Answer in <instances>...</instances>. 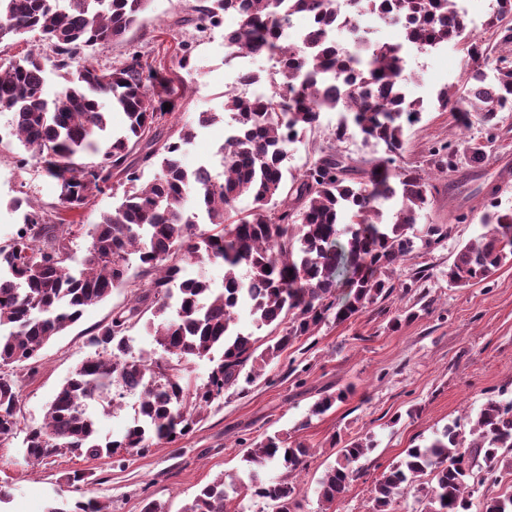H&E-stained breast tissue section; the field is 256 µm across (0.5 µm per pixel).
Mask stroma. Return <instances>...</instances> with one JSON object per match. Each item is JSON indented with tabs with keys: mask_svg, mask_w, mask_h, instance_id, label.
I'll use <instances>...</instances> for the list:
<instances>
[{
	"mask_svg": "<svg viewBox=\"0 0 512 512\" xmlns=\"http://www.w3.org/2000/svg\"><path fill=\"white\" fill-rule=\"evenodd\" d=\"M193 3L151 0L139 26L97 56L98 65L109 66L129 54H143L172 77L178 111L186 121L221 109L224 34L237 25L232 14L225 15L223 25L205 31L182 24ZM184 46L191 52L187 69L178 68L176 60ZM463 57L462 45L451 44L432 57L407 61L408 91L422 100L423 112L405 132L400 164L417 169L432 184L421 223L449 229L439 245L415 251L390 269L393 282L410 283L409 292L398 288L343 323L327 319L267 366L256 382L225 391L193 431L175 442L142 455L120 449L98 459L68 453L34 467L25 464L22 441L29 429L42 424L56 391L89 354L90 331L131 302L130 289H114L46 346L35 370L17 369L19 430L0 444V482L13 485L14 491L0 503V512H46L53 500L75 498L67 478L76 470L111 512H143L152 501L167 512H180L201 487L219 474L235 473L242 454L274 433L303 442L313 452L298 479V512H370L375 480L404 449L476 415L489 398L511 392L512 262L486 284L459 288L448 281L457 250L483 231L486 186H498L502 206H512V112L502 113L497 129L490 130L477 122L460 127L451 113L437 108L440 89L466 87ZM337 119L336 113H324L319 128L290 145L292 172L302 171L331 146L346 164L360 169L380 156V149L356 134L332 143ZM226 136L222 122L197 129L181 155L183 166L192 170L213 159ZM447 142L458 146L451 176L441 172L431 154L432 147ZM479 144L486 155L476 167L470 149ZM58 193L55 180L36 163L20 168L13 159L0 158V241L23 222V211L10 206L13 198L49 209ZM404 310L415 311V318L392 328L393 317ZM347 385L354 392L346 401L324 415H311L317 399ZM365 434L373 436L376 447L361 460L359 478L342 500L324 507L315 487L335 460V445Z\"/></svg>",
	"mask_w": 512,
	"mask_h": 512,
	"instance_id": "35a3bbf8",
	"label": "stroma"
}]
</instances>
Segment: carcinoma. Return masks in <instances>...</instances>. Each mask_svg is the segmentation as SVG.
Returning a JSON list of instances; mask_svg holds the SVG:
<instances>
[{"mask_svg": "<svg viewBox=\"0 0 512 512\" xmlns=\"http://www.w3.org/2000/svg\"><path fill=\"white\" fill-rule=\"evenodd\" d=\"M146 0H0V44L35 32L51 55L36 49L0 60V110L12 114V139H0V155L18 143L20 166L34 161L58 186L67 188L53 206L54 218L25 197L10 202L28 207L24 224L0 242V443L19 428V391L15 369L37 358L56 336L77 322L84 310L104 301L114 289L129 286L131 256L147 282L138 285L134 303L96 327L86 340L94 353L73 369L47 405L44 423L23 441L25 464L42 463L64 450L87 458L110 456L117 448L143 453L191 432L198 418L224 391L253 383L267 365L301 336L311 334L328 316L345 322L396 290L386 270L419 247L430 248L447 228L425 224L416 230L428 205V178L411 168H395L406 128L420 118L423 102L409 99L405 55L394 47L353 53L337 33L372 7L388 17L409 21L406 40L429 49L466 41L469 86L452 93L443 88L439 107L467 126L478 118L493 126L500 112H512V28L504 29L507 49L493 73L487 48L468 28L458 0H349V20L336 19V0H195L182 19L199 29L220 22L226 13L242 17V29L224 35L229 51L262 55L280 47L276 81L292 85L293 96L276 92L243 100L224 93V111L200 112L197 123L228 121L240 134L220 147L223 172L214 176L185 169L182 146L194 137L191 123L164 131L163 120L176 109L171 80L141 55L131 54L109 67L94 55L135 27ZM311 19L306 39L281 44L291 16ZM512 14V0H495L484 26L500 28ZM63 80L53 98L44 95L47 71ZM171 108H164V104ZM120 109L124 130L110 129L109 111ZM342 111L334 138L349 129L367 143L384 148L370 168L345 164L336 147L302 174L287 176L288 144L316 130L326 111ZM288 130V141L281 140ZM144 145L142 162L158 168L144 182L128 163ZM123 188L120 203L94 224L65 223L63 215L81 214L94 199ZM243 198L252 201L238 208ZM211 224L196 229L195 210ZM349 221L341 222L344 216ZM484 231L457 251L448 282L466 287L489 281L512 259V207L494 201L482 216ZM86 241L81 269L73 273L72 235ZM224 264V285L183 276L192 262ZM347 284L344 300L331 301L336 282ZM249 307L256 328L277 335L260 342L236 327L235 311ZM160 354L135 351L128 332L146 312ZM288 326H283V323ZM216 361L207 381L196 384L187 365ZM139 390L141 412L118 439L98 436L95 406L116 407L119 388ZM349 386L321 397L311 414L322 415L343 402ZM375 449L357 437L338 450L335 463L318 480L320 500L341 499L360 473L359 461ZM309 449L268 436L241 458L251 496L268 500L272 512H296L298 485L288 476L304 468ZM280 466L281 480H264ZM512 474V413L507 402L489 399L467 425L450 424L426 444L404 456L371 489V512H396L411 495L420 512H470L479 473ZM226 475L203 486L182 512H243L229 499ZM68 482L80 493L73 503L51 505L47 512H106L84 487L83 475ZM482 512H512V494L488 498Z\"/></svg>", "mask_w": 512, "mask_h": 512, "instance_id": "carcinoma-1", "label": "carcinoma"}]
</instances>
